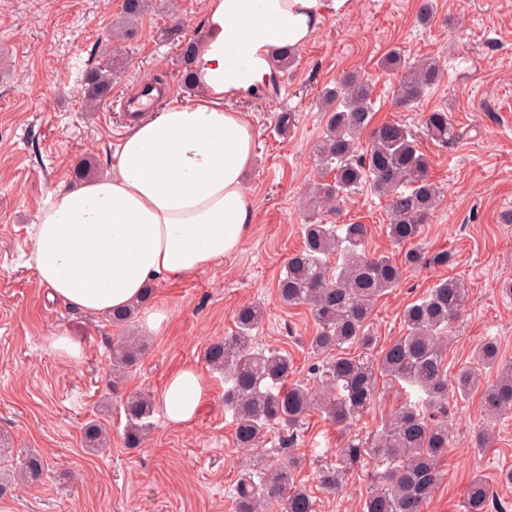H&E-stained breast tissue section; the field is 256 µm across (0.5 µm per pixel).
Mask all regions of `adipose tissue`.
<instances>
[{
    "label": "adipose tissue",
    "mask_w": 512,
    "mask_h": 512,
    "mask_svg": "<svg viewBox=\"0 0 512 512\" xmlns=\"http://www.w3.org/2000/svg\"><path fill=\"white\" fill-rule=\"evenodd\" d=\"M346 0H206L197 42L199 90L134 124L109 171L50 193L26 263L52 299L108 314L140 300L157 279L209 269L238 251L255 222L244 173L255 146L236 109L272 73L274 49L301 47L325 7ZM206 395L195 367L173 371L157 398L167 421L194 420Z\"/></svg>",
    "instance_id": "ef3b65f1"
}]
</instances>
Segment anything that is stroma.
Returning <instances> with one entry per match:
<instances>
[{
  "instance_id": "35a3bbf8",
  "label": "stroma",
  "mask_w": 512,
  "mask_h": 512,
  "mask_svg": "<svg viewBox=\"0 0 512 512\" xmlns=\"http://www.w3.org/2000/svg\"><path fill=\"white\" fill-rule=\"evenodd\" d=\"M424 2L349 0L345 11H324L295 65L279 78L286 94L241 103L255 130L246 173L255 222L240 249L212 268L152 282L140 312L162 308L167 318L156 333L134 323L145 352L113 390L103 377L112 368L116 328L108 316L49 299L25 264L27 228L50 191L75 186L74 171L84 159L105 173L126 132L111 102L86 111V69L116 53L121 64L113 93L145 79L179 84L178 50L157 34L178 18L185 38L201 37L205 0H180L176 16L154 0L136 35L117 46L112 26L122 0H0V474L21 472L32 455L44 461L40 481L0 495V512H234L233 488L250 453L236 446L234 418L224 409V375L206 362V347L234 330L239 306L256 302L264 317L254 345L287 351L296 377L310 378L319 361L308 347L315 333L310 311L284 305L276 290L289 257L303 247L302 225L359 222L369 227V252L394 258L402 252L386 234V200L369 187L335 209L303 206L309 184L320 178L315 148L327 121L320 96L348 73L373 83L375 123L399 120L415 132L430 178L444 190L418 245L452 256L447 266L404 269L398 286L375 302V348L357 349V356L377 359L379 348L403 335L405 307L454 276L467 295L451 331L449 369L468 365L490 338L500 362H512V297L502 292L512 281V0H434L435 17L422 25L417 15ZM392 49L410 59L437 58L442 67L440 81L409 108L396 102L397 75L378 65ZM436 109L449 110L459 133L445 147L423 126L425 114ZM284 111L296 115L285 132L275 124ZM61 334L79 344V358L52 348ZM184 365L194 366L209 388L196 420L175 426L155 411L144 446L124 448L123 400L134 393L158 396L169 374ZM92 419L110 431L106 452L84 445L82 427ZM487 427L493 434L478 446ZM288 433L276 426L262 450L273 462L291 455L302 460L298 478L316 512H361L371 462L358 464L342 491H326L319 477L335 462L340 430L315 411L286 448ZM448 434L442 479L422 512H466L465 491L476 477L512 501V485L499 480L501 470L512 468V415L488 422L476 391L450 400Z\"/></svg>"
}]
</instances>
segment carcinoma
Wrapping results in <instances>:
<instances>
[{
  "label": "carcinoma",
  "instance_id": "obj_1",
  "mask_svg": "<svg viewBox=\"0 0 512 512\" xmlns=\"http://www.w3.org/2000/svg\"><path fill=\"white\" fill-rule=\"evenodd\" d=\"M148 8V0H124L123 21L114 29L120 39L134 33L137 20ZM160 37L176 43L182 85L195 89L196 41L186 39L177 25L164 28ZM297 57L295 48L275 50L273 65L286 71ZM381 66L397 72L396 97L410 106L442 76L434 57L410 61L394 49ZM85 102L100 105L112 92V67L89 68L83 80ZM372 84L357 74H348L336 87L323 93L328 112L326 129L316 146L320 170L331 175L312 187L309 201L316 206L335 205L363 185L387 201V235L396 244L408 245L400 260L367 251V225L305 224L304 247L288 259L277 284L280 301L289 306L309 307L317 332L310 338L316 354H330L346 346L368 350L375 344L370 316L376 299L396 287L401 268L423 265L447 266L452 258L442 251L427 256L417 246L423 224L438 205L440 188L430 180L426 155L406 125L385 122L373 126ZM431 140L446 146L454 139L449 112L435 110L424 119ZM371 144L362 149L364 133ZM337 254L340 263L332 268L327 257ZM463 283L448 277L440 280L425 296L403 312L406 333L382 348L379 362L338 354L317 367L320 392L302 380L288 382L293 362L277 349H256L252 333L262 321L256 304L241 306L235 316L236 330L208 345L207 363L224 373V406L235 417V440L240 448H254L263 442L270 426L302 420L316 410L346 432L336 449V464L322 471L323 489L342 487L350 468L367 456L376 465L372 483L362 503V512H422L441 479L439 463L448 454V394L466 398L480 384L482 369L498 363V345L490 338L476 351L475 363L448 378L445 365L447 335L458 319L465 299ZM138 305L110 314L112 325L123 334L112 344V387L126 369L141 358L144 344L128 335ZM394 380L411 397L401 402L382 429L367 437L351 428L369 409L376 397V373ZM482 407L494 420L512 410V365L500 368L497 380L482 393ZM126 425L125 447H141L151 430L154 402L147 394H133L123 404ZM86 447L101 450L107 445V431L96 421L83 427ZM299 458L290 456L274 466L262 460L244 469L235 487V512H315L313 496L297 480ZM489 488L480 479L472 481L465 493L466 512H488Z\"/></svg>",
  "mask_w": 512,
  "mask_h": 512
}]
</instances>
